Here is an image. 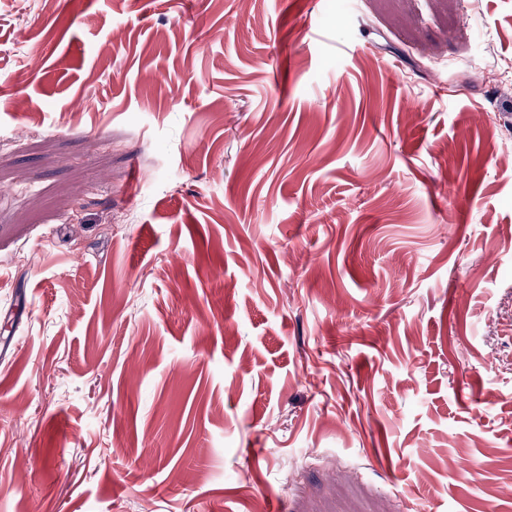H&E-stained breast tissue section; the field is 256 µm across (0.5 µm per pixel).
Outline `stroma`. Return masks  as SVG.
Returning a JSON list of instances; mask_svg holds the SVG:
<instances>
[{
  "label": "stroma",
  "mask_w": 512,
  "mask_h": 512,
  "mask_svg": "<svg viewBox=\"0 0 512 512\" xmlns=\"http://www.w3.org/2000/svg\"><path fill=\"white\" fill-rule=\"evenodd\" d=\"M511 99L512 0H0V512H512Z\"/></svg>",
  "instance_id": "35a3bbf8"
}]
</instances>
